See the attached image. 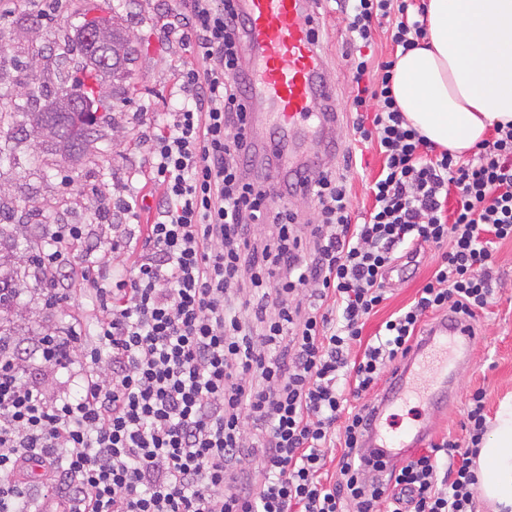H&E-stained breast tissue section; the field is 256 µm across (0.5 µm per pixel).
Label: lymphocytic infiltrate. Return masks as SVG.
I'll list each match as a JSON object with an SVG mask.
<instances>
[{
	"label": "lymphocytic infiltrate",
	"instance_id": "f902f5d3",
	"mask_svg": "<svg viewBox=\"0 0 512 512\" xmlns=\"http://www.w3.org/2000/svg\"><path fill=\"white\" fill-rule=\"evenodd\" d=\"M336 8L353 139L382 157L370 206L353 212L347 176L327 169H299L283 187L251 176L244 23L232 0H180L166 37L192 59L149 137L152 191L121 198L126 215L156 210L136 227L142 251L119 273L111 239H99L97 273L84 274V228L58 225L41 263L48 302H58L56 278L81 277L101 310L94 334L78 345L75 330L47 333L21 356L0 342V512H475L485 391L468 401L464 437L381 479L364 446L376 419L366 396L398 374L428 317L469 322L490 304L495 251L512 240V124L470 156L435 151L393 95L395 60L371 54L381 28L396 53L418 46L425 6ZM296 194L318 206L307 246L288 206ZM255 224L273 225L271 237L256 240ZM432 248L431 279L363 338L390 273L410 272ZM45 370L67 372L74 391L47 395L31 378ZM334 443L342 453L327 484Z\"/></svg>",
	"mask_w": 512,
	"mask_h": 512
}]
</instances>
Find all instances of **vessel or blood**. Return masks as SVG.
I'll return each instance as SVG.
<instances>
[{
  "label": "vessel or blood",
  "instance_id": "vessel-or-blood-1",
  "mask_svg": "<svg viewBox=\"0 0 512 512\" xmlns=\"http://www.w3.org/2000/svg\"><path fill=\"white\" fill-rule=\"evenodd\" d=\"M248 36L243 43L247 59L245 90L249 103L262 107L274 129L272 140L280 155V175L290 177L298 166L301 141L330 136L334 127L317 104L330 88L322 66L318 23L310 0H235ZM473 338L468 326L434 324L412 352L399 382L408 385L427 410H434L448 394L458 358H470ZM432 431L423 422L401 432L375 429L368 447L380 449L392 461L404 449L421 447Z\"/></svg>",
  "mask_w": 512,
  "mask_h": 512
}]
</instances>
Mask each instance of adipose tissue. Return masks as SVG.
<instances>
[{
  "label": "adipose tissue",
  "instance_id": "ef3b65f1",
  "mask_svg": "<svg viewBox=\"0 0 512 512\" xmlns=\"http://www.w3.org/2000/svg\"><path fill=\"white\" fill-rule=\"evenodd\" d=\"M428 37L401 56L393 94L432 145L462 155L512 123V0H428ZM484 497L512 512V402L480 450Z\"/></svg>",
  "mask_w": 512,
  "mask_h": 512
}]
</instances>
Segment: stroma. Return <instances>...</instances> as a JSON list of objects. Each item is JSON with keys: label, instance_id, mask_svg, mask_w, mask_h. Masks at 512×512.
<instances>
[{"label": "stroma", "instance_id": "35a3bbf8", "mask_svg": "<svg viewBox=\"0 0 512 512\" xmlns=\"http://www.w3.org/2000/svg\"><path fill=\"white\" fill-rule=\"evenodd\" d=\"M117 2L64 0L61 9L52 13L48 10L49 0H0V43L8 47L7 54L0 56V95L9 97L21 92L31 74L27 66L31 53L63 38H76L86 18H115L136 49L126 81L106 90L110 109L97 111L98 139L87 142L75 156L67 157L49 139L27 136L18 143L19 165L0 170V200L13 206L15 221H27V212L21 206L26 199L43 215L42 224L33 228L30 240H23L13 230L0 234V278H7L17 289L13 300L0 306V333L21 347L44 333L62 330L74 318H81L88 326L96 317L95 310H81L68 302L55 308L47 306V283L42 272L23 255L27 242L45 243L57 224H81L90 239L112 237L134 251L142 249V240L132 238L129 230L116 222L95 221L93 213L97 207L109 206L125 185L144 184L150 166L146 138L155 117L169 110L177 91L176 81L189 54L183 46L164 37L174 0H131L122 8ZM23 11L41 14L39 30L17 25L16 18ZM318 18L319 36L327 48L326 79L342 109L335 135L346 140L350 137L347 109L352 86L346 60L337 50L344 38L343 17L326 2L319 9ZM438 260L437 251H426L419 258L414 277H391L390 297L366 321L363 337L373 336L391 313L413 300ZM495 276V301L476 317L472 359L457 370L454 398L447 409L435 414L433 441L462 436L464 410L475 390H485L487 412L492 416L501 401L512 395L510 240L498 247Z\"/></svg>", "mask_w": 512, "mask_h": 512}]
</instances>
